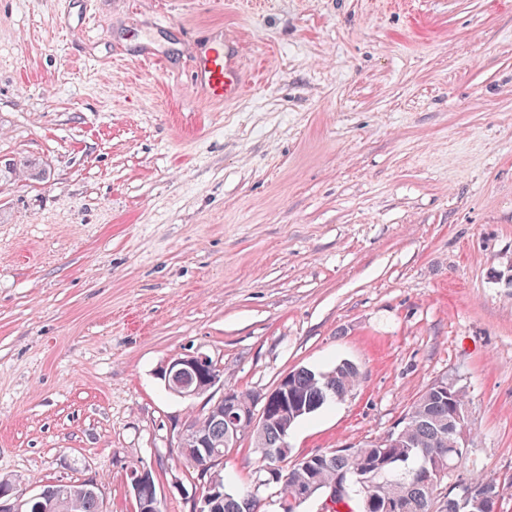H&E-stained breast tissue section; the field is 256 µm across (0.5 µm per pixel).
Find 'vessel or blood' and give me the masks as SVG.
I'll return each mask as SVG.
<instances>
[{
	"mask_svg": "<svg viewBox=\"0 0 512 512\" xmlns=\"http://www.w3.org/2000/svg\"><path fill=\"white\" fill-rule=\"evenodd\" d=\"M238 39L211 42L201 46L194 59L195 84L211 101H231L246 90L240 71Z\"/></svg>",
	"mask_w": 512,
	"mask_h": 512,
	"instance_id": "1",
	"label": "vessel or blood"
}]
</instances>
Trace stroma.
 <instances>
[{"instance_id": "stroma-1", "label": "stroma", "mask_w": 512, "mask_h": 512, "mask_svg": "<svg viewBox=\"0 0 512 512\" xmlns=\"http://www.w3.org/2000/svg\"><path fill=\"white\" fill-rule=\"evenodd\" d=\"M221 32L231 105L186 79ZM196 350L241 391L359 367L292 464L462 388L454 477L512 512V0H0V477L134 512L142 463L193 512L206 400L156 372Z\"/></svg>"}]
</instances>
